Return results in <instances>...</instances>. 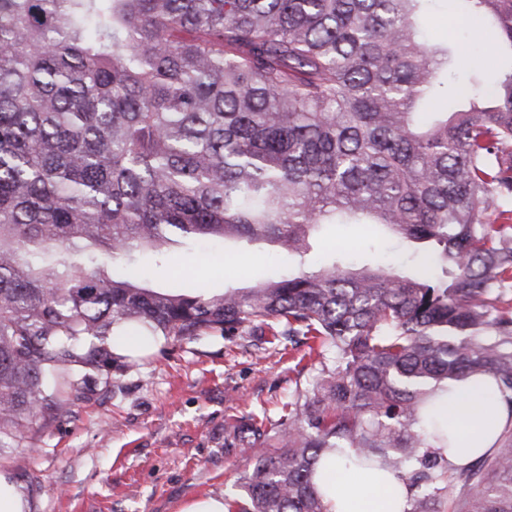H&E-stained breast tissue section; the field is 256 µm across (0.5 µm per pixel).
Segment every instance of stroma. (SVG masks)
Returning <instances> with one entry per match:
<instances>
[{"label": "stroma", "instance_id": "35a3bbf8", "mask_svg": "<svg viewBox=\"0 0 512 512\" xmlns=\"http://www.w3.org/2000/svg\"><path fill=\"white\" fill-rule=\"evenodd\" d=\"M424 26L432 39L454 37L467 56L492 53L471 40L458 0H433ZM336 242L356 263L411 268L420 262L404 249L331 225L302 266L242 241L227 250L185 247L161 262L146 256L139 271L154 287L176 285L182 275L212 293L316 269L325 245ZM298 379L286 351L277 345L256 351L247 336L161 339L135 363L117 361L89 373L68 412L38 418L18 447L0 450V472L23 486L31 512H178L200 496L235 498L247 463L240 453L225 454V422L247 413L277 421Z\"/></svg>", "mask_w": 512, "mask_h": 512}]
</instances>
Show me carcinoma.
I'll use <instances>...</instances> for the list:
<instances>
[{
  "instance_id": "1",
  "label": "carcinoma",
  "mask_w": 512,
  "mask_h": 512,
  "mask_svg": "<svg viewBox=\"0 0 512 512\" xmlns=\"http://www.w3.org/2000/svg\"><path fill=\"white\" fill-rule=\"evenodd\" d=\"M431 0H0V449L63 411L118 331L307 346L230 512H329L336 450L403 473L408 512H512V427L448 472L437 392L490 377L512 407V69L421 30ZM512 53V0H465ZM464 79L448 93V69ZM361 224L424 259L336 260L211 294L153 288L139 255L188 240L304 260Z\"/></svg>"
}]
</instances>
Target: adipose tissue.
Wrapping results in <instances>:
<instances>
[{"label": "adipose tissue", "mask_w": 512, "mask_h": 512, "mask_svg": "<svg viewBox=\"0 0 512 512\" xmlns=\"http://www.w3.org/2000/svg\"><path fill=\"white\" fill-rule=\"evenodd\" d=\"M436 403L455 436V446L442 451L452 466L493 453L499 434L512 424V407L488 378L456 383L452 393L438 395ZM314 482L330 512H406L408 508L410 493L399 472L366 468L344 454L325 456Z\"/></svg>", "instance_id": "obj_1"}]
</instances>
